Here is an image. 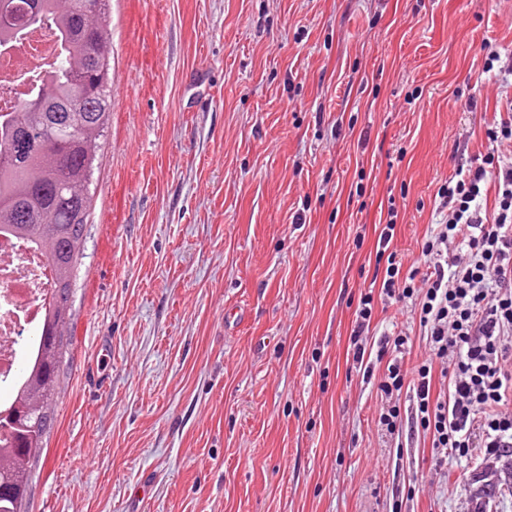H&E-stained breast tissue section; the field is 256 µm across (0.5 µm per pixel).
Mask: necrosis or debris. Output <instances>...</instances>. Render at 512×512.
<instances>
[{
  "label": "necrosis or debris",
  "instance_id": "4bbe7bcc",
  "mask_svg": "<svg viewBox=\"0 0 512 512\" xmlns=\"http://www.w3.org/2000/svg\"><path fill=\"white\" fill-rule=\"evenodd\" d=\"M48 28H29L0 44V112L15 111L58 55ZM53 288L45 257L29 240L0 234V417L8 416L25 381L24 366L39 355L37 334Z\"/></svg>",
  "mask_w": 512,
  "mask_h": 512
}]
</instances>
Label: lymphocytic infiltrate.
<instances>
[{"label": "lymphocytic infiltrate", "instance_id": "f902f5d3", "mask_svg": "<svg viewBox=\"0 0 512 512\" xmlns=\"http://www.w3.org/2000/svg\"><path fill=\"white\" fill-rule=\"evenodd\" d=\"M485 135L488 152L439 188L448 215L422 241L421 266L409 275L391 248L396 223L387 220L378 238L387 255L380 292L361 296L350 336L353 360L363 364L376 302L411 304L429 357L408 369L407 334L380 340L386 366L378 423L386 434L398 432V401L411 391L417 426L445 458L512 447V154L502 151L512 144L511 97ZM487 196L490 211L482 204Z\"/></svg>", "mask_w": 512, "mask_h": 512}]
</instances>
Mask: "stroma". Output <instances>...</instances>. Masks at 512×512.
Returning <instances> with one entry per match:
<instances>
[{
  "mask_svg": "<svg viewBox=\"0 0 512 512\" xmlns=\"http://www.w3.org/2000/svg\"><path fill=\"white\" fill-rule=\"evenodd\" d=\"M112 117L29 512H471L486 449L378 425L388 209L411 270L488 150L512 0H111ZM241 320L229 325L227 312ZM418 318L377 304L368 342ZM374 296L372 292L365 293L361 296L358 307L355 311V326L352 330L350 341L353 346V361L362 368L364 364V355L366 347L364 339L371 329V323L374 312Z\"/></svg>",
  "mask_w": 512,
  "mask_h": 512,
  "instance_id": "obj_1",
  "label": "stroma"
}]
</instances>
